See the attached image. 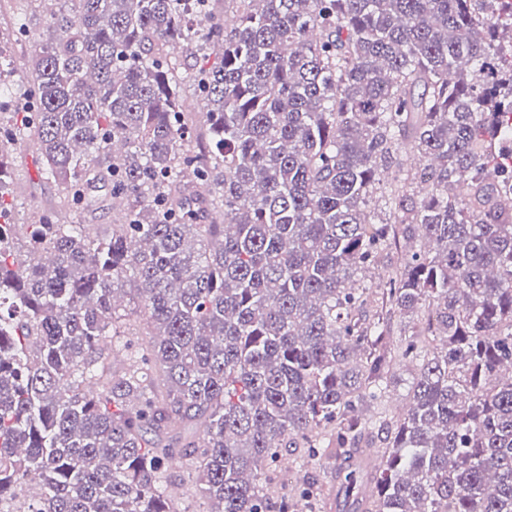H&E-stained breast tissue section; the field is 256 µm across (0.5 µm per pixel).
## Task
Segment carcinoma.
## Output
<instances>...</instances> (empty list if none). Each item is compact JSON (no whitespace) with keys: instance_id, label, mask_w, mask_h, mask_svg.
<instances>
[{"instance_id":"carcinoma-1","label":"carcinoma","mask_w":512,"mask_h":512,"mask_svg":"<svg viewBox=\"0 0 512 512\" xmlns=\"http://www.w3.org/2000/svg\"><path fill=\"white\" fill-rule=\"evenodd\" d=\"M75 2L0 128V512H178L174 459L207 512H267L279 449L346 459L375 429L382 466L340 470L372 512H512V0H239L230 25ZM202 20L211 65L177 51ZM27 138L69 206L108 189L110 232L9 223ZM401 243L371 299L358 274ZM120 294L150 347L121 341ZM397 357L406 413L364 416Z\"/></svg>"}]
</instances>
